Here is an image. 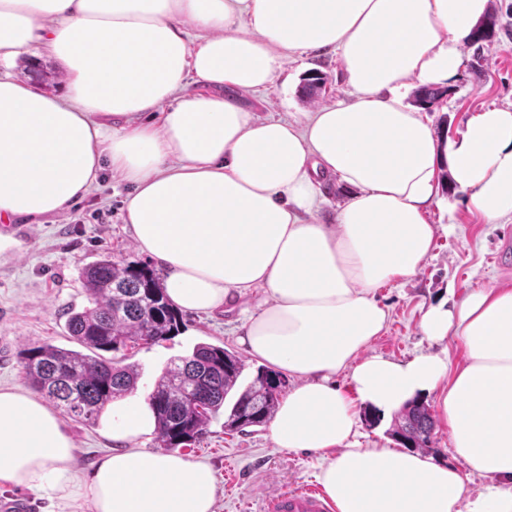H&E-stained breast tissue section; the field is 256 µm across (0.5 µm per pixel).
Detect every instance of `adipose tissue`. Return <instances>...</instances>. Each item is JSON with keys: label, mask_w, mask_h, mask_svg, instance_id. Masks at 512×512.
Masks as SVG:
<instances>
[{"label": "adipose tissue", "mask_w": 512, "mask_h": 512, "mask_svg": "<svg viewBox=\"0 0 512 512\" xmlns=\"http://www.w3.org/2000/svg\"><path fill=\"white\" fill-rule=\"evenodd\" d=\"M488 0H0V48L41 44L62 95L0 77V224L61 215L108 169L132 187L125 221L193 314L258 292L237 344L293 388L275 448L320 455L335 512H512V285L429 307L419 328L463 359L369 353L387 326L381 285L418 274L448 169L469 212L512 217V108L439 140L411 80L448 86ZM333 48L349 100L258 118L244 95L295 54ZM350 190L325 224L316 176ZM348 373L351 390L335 377ZM434 395L454 464L363 448L358 405L389 415ZM152 411L112 404L114 448L80 471L56 412L0 388V487L83 501L90 512H216L209 464L146 448Z\"/></svg>", "instance_id": "ef3b65f1"}]
</instances>
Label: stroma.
<instances>
[{
  "instance_id": "obj_1",
  "label": "stroma",
  "mask_w": 512,
  "mask_h": 512,
  "mask_svg": "<svg viewBox=\"0 0 512 512\" xmlns=\"http://www.w3.org/2000/svg\"><path fill=\"white\" fill-rule=\"evenodd\" d=\"M488 7L497 14L498 25L482 51L483 75L474 76L473 50L463 47V65L450 95L428 115L438 138L459 135L467 120L483 108L512 106V0H488ZM314 70L324 77L325 88L318 101L312 102L302 94L301 83L305 73ZM350 92L337 54L317 50L289 62L284 75L270 88L250 93L246 100L259 118L285 119L318 104L349 100ZM130 191L129 184L106 171L67 213L38 224L21 221L0 232V387L28 388L21 362L24 348L45 341L74 348L65 322L71 309L88 303L81 280L85 266L106 252L118 261H142L123 220ZM429 220L437 234L423 269L413 278L393 281L376 292L377 300L389 311V321L371 343L372 353L406 360L429 350L418 328L422 309L456 300L476 288L512 283V242L504 250L502 264L490 259L503 234H512V218L482 223L467 210L461 193L447 189L432 206ZM255 305V296L248 294L211 317L187 313L181 331L171 339L120 350V357L140 371L135 398L146 400L165 365L189 354L196 344L237 350L238 327ZM111 421L106 412L93 424L64 417L83 468H90L112 449L107 431ZM178 453L215 469L216 512H265L269 496L315 483L320 464L315 453L275 448L265 425L225 433L220 417L210 421L199 442L179 448Z\"/></svg>"
}]
</instances>
